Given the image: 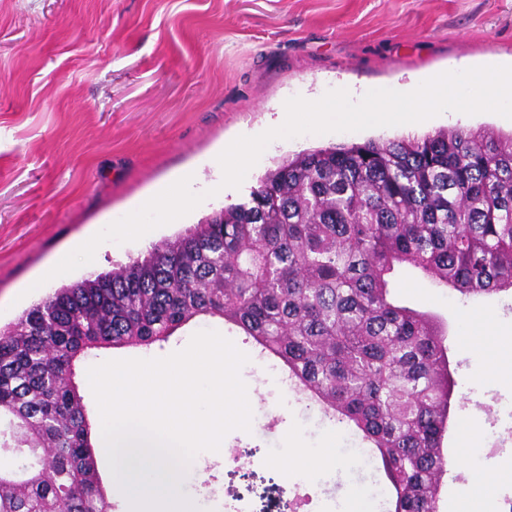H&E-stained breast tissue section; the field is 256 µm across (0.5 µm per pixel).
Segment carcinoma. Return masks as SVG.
Listing matches in <instances>:
<instances>
[{"label": "carcinoma", "instance_id": "cac0c4a2", "mask_svg": "<svg viewBox=\"0 0 512 512\" xmlns=\"http://www.w3.org/2000/svg\"><path fill=\"white\" fill-rule=\"evenodd\" d=\"M401 266L461 296L512 290V134L455 128L302 151L249 199L56 289L0 327V512H112L75 364L231 324L371 444L387 512H439L455 381Z\"/></svg>", "mask_w": 512, "mask_h": 512}]
</instances>
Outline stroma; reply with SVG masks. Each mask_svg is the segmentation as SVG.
Listing matches in <instances>:
<instances>
[{
	"mask_svg": "<svg viewBox=\"0 0 512 512\" xmlns=\"http://www.w3.org/2000/svg\"><path fill=\"white\" fill-rule=\"evenodd\" d=\"M512 62V0H0V323L15 320L58 280L38 279L57 252L74 250L135 211L158 187L195 174L214 190L189 214L148 237L98 246L74 281L111 269L231 203L246 200L268 169L307 148L386 140L455 127L512 133L494 113L445 112L412 128L304 134L272 142L237 188L222 187L218 155L270 126L287 99L363 87L405 91L436 71ZM397 297L443 321L454 378L452 424L469 423L493 453V496H512V358L477 374L460 345L464 315L485 313L512 337V292L468 300L404 274ZM199 322L148 348H114L87 363L165 357L209 328ZM214 331L247 354L240 375L253 396V431L234 430L220 453L200 452L187 490L200 512H346V484L380 487L374 469L343 457L306 479L278 465L289 431L319 448L340 425L294 389L288 371L235 326ZM252 456H243V449Z\"/></svg>",
	"mask_w": 512,
	"mask_h": 512,
	"instance_id": "obj_1",
	"label": "stroma"
}]
</instances>
